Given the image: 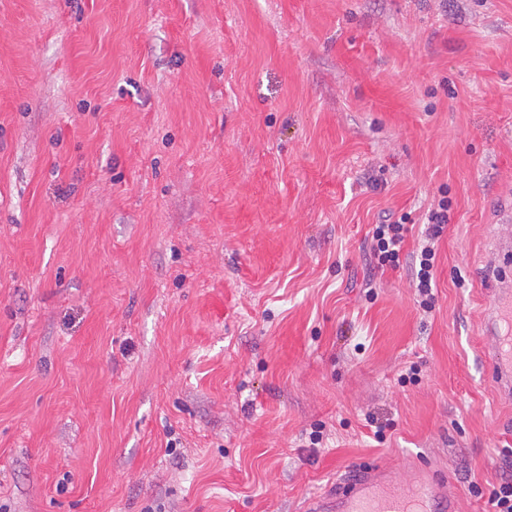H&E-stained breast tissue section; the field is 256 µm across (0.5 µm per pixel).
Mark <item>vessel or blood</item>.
I'll use <instances>...</instances> for the list:
<instances>
[{"instance_id": "b4317fda", "label": "vessel or blood", "mask_w": 512, "mask_h": 512, "mask_svg": "<svg viewBox=\"0 0 512 512\" xmlns=\"http://www.w3.org/2000/svg\"><path fill=\"white\" fill-rule=\"evenodd\" d=\"M498 299L483 311L484 348L501 396H512V290L501 288ZM408 479L396 477L388 466L369 465L321 495L307 499L302 512H459L460 499L448 487L440 468L432 464H411Z\"/></svg>"}]
</instances>
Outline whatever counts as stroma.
<instances>
[{
    "label": "stroma",
    "instance_id": "stroma-1",
    "mask_svg": "<svg viewBox=\"0 0 512 512\" xmlns=\"http://www.w3.org/2000/svg\"><path fill=\"white\" fill-rule=\"evenodd\" d=\"M444 198L426 313L368 238ZM491 224L512 0H0V505L302 512L414 459L486 512Z\"/></svg>",
    "mask_w": 512,
    "mask_h": 512
}]
</instances>
